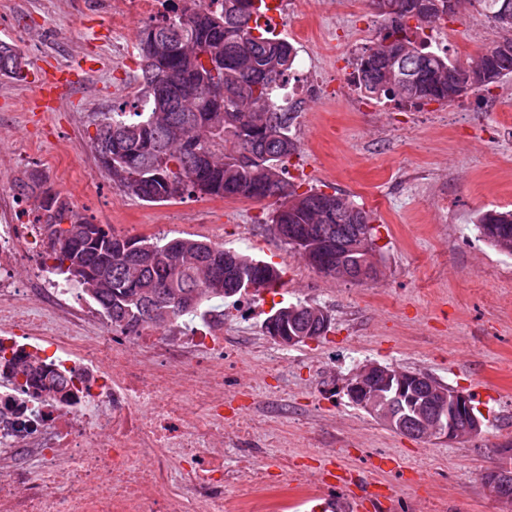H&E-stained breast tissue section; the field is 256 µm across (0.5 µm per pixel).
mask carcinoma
<instances>
[{
	"mask_svg": "<svg viewBox=\"0 0 512 512\" xmlns=\"http://www.w3.org/2000/svg\"><path fill=\"white\" fill-rule=\"evenodd\" d=\"M175 0L170 13L138 31L139 56L146 61L138 77L137 99L100 113L93 149L100 167L125 193L157 203L203 195L228 200L282 202L273 212V230L288 227L286 243L318 272L342 278L346 272L376 264L374 248L343 250L340 269H325L306 258L311 240L322 256H336L366 232L373 237V217L337 193L313 189L300 192L286 180L288 159L296 151L291 135L295 113L282 104L281 87L290 74L295 53L285 39H277L259 25L263 0ZM470 6L492 22L512 0H401L398 18L383 17L379 39L391 41L402 54L401 64L389 65L386 46L364 49L357 62L359 88L373 99L421 107L450 103L461 97L455 84L466 88L490 85V61L497 78L512 75V36L496 42L464 64L436 52L420 31L432 18ZM418 22L410 28L404 19ZM27 59L12 43L0 42V77H25ZM224 80L228 95L219 99L210 86ZM18 194L33 201L38 221L50 241L52 269L66 276L96 303L115 330L142 324L166 326L193 318L203 302L224 300L242 292L240 278L255 281V291L278 287L280 274L270 264L234 254V269L224 264V248L183 236L154 239L128 237L92 223L69 198L48 185L35 171L16 179ZM475 226L495 249L505 245L512 255V211L478 214ZM155 249L153 261L139 265L135 246ZM315 307L287 304L279 308L285 327L293 332L327 334L314 321ZM26 372L56 390L60 379L40 366ZM404 433L421 436V419L409 407L398 410Z\"/></svg>",
	"mask_w": 512,
	"mask_h": 512,
	"instance_id": "carcinoma-1",
	"label": "carcinoma"
}]
</instances>
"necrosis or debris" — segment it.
Segmentation results:
<instances>
[{
  "label": "necrosis or debris",
  "instance_id": "1",
  "mask_svg": "<svg viewBox=\"0 0 512 512\" xmlns=\"http://www.w3.org/2000/svg\"><path fill=\"white\" fill-rule=\"evenodd\" d=\"M34 207L0 204V512H224V483L248 489L234 512H273L288 487L250 452L224 467V317L192 330L114 331L49 271ZM35 361L62 377L49 392L14 373Z\"/></svg>",
  "mask_w": 512,
  "mask_h": 512
}]
</instances>
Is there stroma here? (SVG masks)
Wrapping results in <instances>:
<instances>
[{
  "label": "stroma",
  "mask_w": 512,
  "mask_h": 512,
  "mask_svg": "<svg viewBox=\"0 0 512 512\" xmlns=\"http://www.w3.org/2000/svg\"><path fill=\"white\" fill-rule=\"evenodd\" d=\"M284 24L300 35L310 75L340 74L339 100H306L293 129L298 149L291 183L339 193L375 216L380 276L368 283L328 277L308 266L272 231L275 198L227 200L200 212L201 198L147 203L124 193L99 168L92 142L97 115L132 99L141 59L118 53L136 37L116 27L101 0L77 10L69 0H0V40L25 39L26 80L0 78V140L21 162L53 171L94 223L128 236L183 235L271 263L288 282L255 296V307L232 315L221 303L224 334L249 362L231 378L230 410L249 419L267 443L276 481L338 464L351 485H319L296 512H334L352 497L390 493L391 512H512L482 481L512 447V256L480 238L479 212L512 209V138L496 137L512 118V76L448 103L422 108L381 101L375 111L353 68L337 70L333 32L378 33L383 22L369 0L352 11L304 0ZM78 61L84 79L54 111L22 104L44 72ZM297 300L332 318L329 334L285 346L262 323L278 303ZM376 361L431 376L471 396L485 417L482 433L453 441L392 431L350 402L342 385L359 364ZM287 457V469L276 467Z\"/></svg>",
  "instance_id": "obj_1"
}]
</instances>
